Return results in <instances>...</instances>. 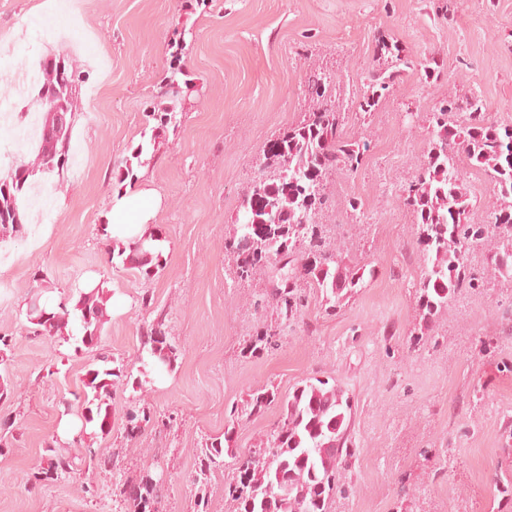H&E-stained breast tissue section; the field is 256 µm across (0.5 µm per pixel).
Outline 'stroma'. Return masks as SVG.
Here are the masks:
<instances>
[{"label": "stroma", "instance_id": "stroma-1", "mask_svg": "<svg viewBox=\"0 0 512 512\" xmlns=\"http://www.w3.org/2000/svg\"><path fill=\"white\" fill-rule=\"evenodd\" d=\"M15 31L21 43L5 47L10 68L0 73V144L22 133L9 71L31 57L75 73L79 109L55 192L35 202L22 234L0 242L13 256L0 263V335L12 340L0 362L11 385L0 418L14 421L0 439V512H126L112 485L146 467L160 485L155 512H196L201 497L208 512H237L224 494L234 454L257 449L288 395L313 378L341 386L352 405L345 490L328 512H512V491L495 483L512 466V279L488 262L493 186L463 167L469 220L488 225L489 237L467 250L476 287L460 289L429 325L418 299L433 255L401 198L448 94L478 95L491 119L512 123V0H0V39ZM384 40L414 67L365 113L358 103ZM316 76L363 152L356 173L328 178L318 235L369 273L335 315L309 288L286 322L267 303L266 267L239 277L224 245L264 175L267 142L303 120ZM127 188L160 200L152 224L163 267L150 279L111 260L120 242L102 233ZM91 280L111 295L101 344L124 373L112 388L111 432L81 450L60 429L81 420L96 352L37 334L26 313L32 299L75 296ZM159 318L177 356L148 378L141 341ZM267 326L276 346L250 353ZM264 387L275 401L263 416L246 415ZM143 406L154 420L127 441L125 412ZM234 406L243 411L235 420ZM227 433L233 456L200 473L199 449ZM90 448L114 456L115 468L90 464ZM51 452L75 455L71 473L30 487Z\"/></svg>", "mask_w": 512, "mask_h": 512}]
</instances>
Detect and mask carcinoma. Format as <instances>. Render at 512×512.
<instances>
[{"instance_id": "1", "label": "carcinoma", "mask_w": 512, "mask_h": 512, "mask_svg": "<svg viewBox=\"0 0 512 512\" xmlns=\"http://www.w3.org/2000/svg\"><path fill=\"white\" fill-rule=\"evenodd\" d=\"M409 65L401 55H392L387 66L372 74V81L385 90L389 80ZM41 73L42 86H56V100L64 101L71 112H76L78 101L73 90L56 84L54 72L45 62ZM313 94L307 119L265 146V164L277 168L279 174L260 181L263 192L247 198L240 230L241 237L250 238L251 244H225L242 276L249 275L263 261L269 265V300L286 320L304 305V282L323 294L328 313L336 312L363 284L359 270L345 264L339 254L321 247L314 221L316 211L325 202L328 177L356 170L362 153L346 138L341 113L317 79ZM482 109V100L473 94L461 98L448 95L439 111L433 113L434 129L422 172L404 189V205L416 214L418 241L425 250L435 253L433 266L425 271L420 283L418 306L426 322L448 309V301L458 289L476 287L473 280L466 279L464 257L470 242L484 238L485 225L466 221L470 202L460 176L462 163L484 171L493 183L497 195L494 224L508 232L511 248L502 253L500 246H492L490 259L502 274L512 275V265L507 261L512 256V124L492 121ZM453 112L465 114L466 123L448 125V115ZM49 123L47 113L36 154L0 178L1 237L9 231L20 234L24 230L19 202L30 174L37 169L51 173L67 163L73 127L53 138L47 133ZM151 240V236L131 240L117 253L124 266L147 278L161 267V254L154 252ZM306 241L309 248L296 253V245ZM109 301V293L96 286L79 292L73 304L64 297L54 309L35 305L28 316L43 336H67L70 322H75L84 345L88 339L101 338L109 318ZM142 349L158 369L171 367L176 359L161 321L146 329ZM122 376L121 367L107 355L100 357V365L86 370L82 419L102 435L112 430V385ZM271 402V395L256 391L248 403L249 415H263ZM351 414L349 398L339 386L320 379L305 381L288 396L282 419L266 447L237 460V475L225 485L224 493L238 503L239 512H326L327 500L344 478L343 449L350 443ZM126 419V435L134 439L141 433L142 424L151 421V415L129 409ZM222 455V441L214 438L205 444L199 454L200 471L218 465ZM47 460L52 466L38 465L32 473V487L72 471L73 458L68 454H52ZM157 493L158 484L148 469L137 484L113 490V494L130 502L131 512H152Z\"/></svg>"}]
</instances>
